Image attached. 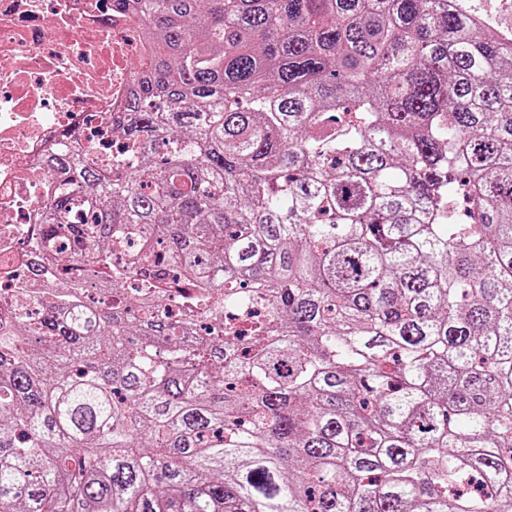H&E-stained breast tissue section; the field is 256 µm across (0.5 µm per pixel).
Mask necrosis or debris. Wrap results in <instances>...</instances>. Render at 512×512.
Instances as JSON below:
<instances>
[{
	"label": "necrosis or debris",
	"mask_w": 512,
	"mask_h": 512,
	"mask_svg": "<svg viewBox=\"0 0 512 512\" xmlns=\"http://www.w3.org/2000/svg\"><path fill=\"white\" fill-rule=\"evenodd\" d=\"M110 0H0V294L36 287L30 240L52 184L40 165L83 129L104 163L124 158L111 116L144 45Z\"/></svg>",
	"instance_id": "4bbe7bcc"
}]
</instances>
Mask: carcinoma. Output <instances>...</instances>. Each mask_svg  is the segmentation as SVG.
Here are the masks:
<instances>
[{"mask_svg": "<svg viewBox=\"0 0 512 512\" xmlns=\"http://www.w3.org/2000/svg\"><path fill=\"white\" fill-rule=\"evenodd\" d=\"M451 0H112L136 164L42 157L0 512H512V44Z\"/></svg>", "mask_w": 512, "mask_h": 512, "instance_id": "cac0c4a2", "label": "carcinoma"}]
</instances>
